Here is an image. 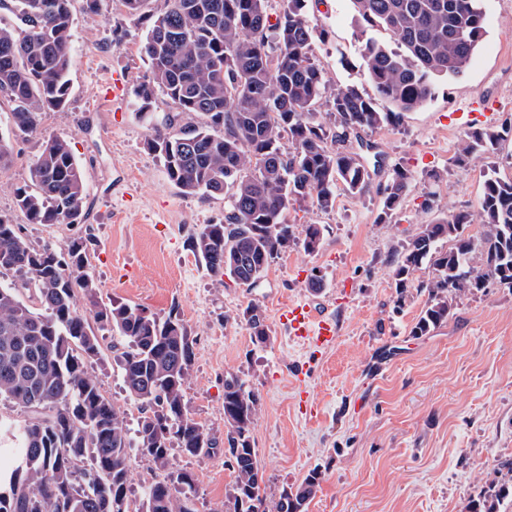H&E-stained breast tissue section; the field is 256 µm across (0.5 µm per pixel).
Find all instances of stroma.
Listing matches in <instances>:
<instances>
[{
	"label": "stroma",
	"instance_id": "stroma-1",
	"mask_svg": "<svg viewBox=\"0 0 512 512\" xmlns=\"http://www.w3.org/2000/svg\"><path fill=\"white\" fill-rule=\"evenodd\" d=\"M484 10L486 34L463 74L436 79L432 99L399 124L349 138L348 150L365 140L383 160L369 186L355 194L337 189L327 210L289 207L296 233L322 227L316 251L291 245L250 286L209 273L191 251L203 225L223 222L225 200L182 192L148 149L152 129L136 97L150 75L140 52L146 26L119 0H101L95 14L73 0L68 100L39 116L36 134L14 135L0 97V137L11 146L0 167V215L35 245L85 239L84 272L100 303L138 304L159 318L177 313L194 339L184 396L218 451L191 457L176 448L170 460L196 476L197 512H218L235 482L222 453L229 376L258 397L251 440L268 503L314 471L321 480L306 512H460L487 480L512 485V288L495 283L462 295L447 322L416 336L427 295L414 288L399 295L392 264L420 225L474 210L488 168L512 178L511 140L498 156L456 161L467 129L456 113L482 111L493 100L495 120L512 116V0H484ZM305 12L326 32L310 54L328 85L372 92L350 0H307ZM51 136L65 138L83 168V223L31 224L16 206L15 191L30 183ZM397 165L409 171L410 190L384 219L382 190ZM289 299L334 316L339 338L331 352L289 340L278 317ZM250 305L264 316L266 346L250 340L242 317ZM119 341L107 336L88 371L132 427L140 406L124 389L112 350ZM302 385L314 399L305 415L296 401Z\"/></svg>",
	"mask_w": 512,
	"mask_h": 512
}]
</instances>
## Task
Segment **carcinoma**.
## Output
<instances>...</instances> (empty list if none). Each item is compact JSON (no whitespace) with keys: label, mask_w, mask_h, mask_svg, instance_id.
I'll list each match as a JSON object with an SVG mask.
<instances>
[{"label":"carcinoma","mask_w":512,"mask_h":512,"mask_svg":"<svg viewBox=\"0 0 512 512\" xmlns=\"http://www.w3.org/2000/svg\"><path fill=\"white\" fill-rule=\"evenodd\" d=\"M46 3L33 27L25 18ZM150 0H120L127 15L148 22L141 53L149 80L137 96L139 115L153 124L150 149L169 180L187 194L228 199L222 224H206L192 238L193 252L215 275L252 285L280 253L295 243L288 223L291 202L327 210L343 185L359 193L375 170L355 152L328 142L398 122L434 94V79L462 73L486 33L483 0H351L361 27V58L377 96L354 84L328 89L311 43L324 36L308 21L307 0H283L273 16L268 0H165L159 14ZM72 0H12L16 23L0 26V94L12 103L11 123L20 134L37 130L41 112L65 106L72 64ZM381 27L399 45L392 50L367 36ZM162 95L179 112L159 120L151 112ZM325 102L334 128L318 120ZM182 115L196 122L179 124ZM288 134L293 151L280 146ZM512 137V119L474 128L462 137L456 161L497 155ZM264 162L252 174L255 162ZM33 186L16 189V205L31 224H79L86 215L82 168L70 144L58 136L43 142L31 168ZM409 171L394 166L383 189L380 219L392 215L406 195ZM488 227L478 241L467 233L473 215ZM322 228L309 224L302 245L319 246ZM451 246L442 250L438 243ZM87 246L73 238L63 249L32 246L19 227L0 216V400L23 415L0 418V512H130L129 448L124 417L101 392L87 365L102 350L76 306L81 293L95 308L100 329L123 341L119 365L129 395L140 404L137 450L165 473L151 483L137 512H196L197 479L169 470L170 451L215 454L204 426L190 413L184 384L192 365L193 339L176 314L161 320L141 306H106L83 273ZM432 277L417 289L428 298L416 324L424 336L448 320L453 297L492 283L512 288V178L485 175L476 212L460 211L421 225L394 260L396 287L406 292L410 276L424 266ZM29 291V299L22 291ZM254 345L270 341L255 306L243 311ZM256 395L236 377L224 379V456L235 473L233 493L222 512H306L320 485L310 473L296 488L283 489L268 506L264 473L252 447ZM512 486L490 485L463 512H498Z\"/></svg>","instance_id":"obj_1"}]
</instances>
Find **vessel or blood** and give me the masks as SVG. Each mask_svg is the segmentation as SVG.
Here are the masks:
<instances>
[{
  "instance_id": "b4317fda",
  "label": "vessel or blood",
  "mask_w": 512,
  "mask_h": 512,
  "mask_svg": "<svg viewBox=\"0 0 512 512\" xmlns=\"http://www.w3.org/2000/svg\"><path fill=\"white\" fill-rule=\"evenodd\" d=\"M279 320L288 329L292 341L317 351L335 347L338 327L335 319L319 314L305 301H289L283 304Z\"/></svg>"
}]
</instances>
